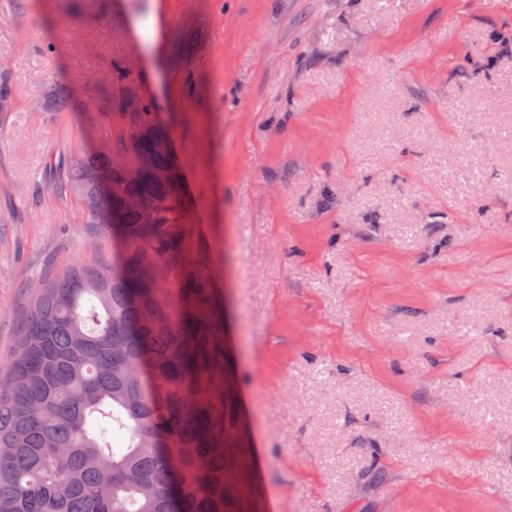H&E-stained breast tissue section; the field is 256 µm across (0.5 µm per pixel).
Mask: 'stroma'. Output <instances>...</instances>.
<instances>
[{"label": "stroma", "instance_id": "obj_1", "mask_svg": "<svg viewBox=\"0 0 512 512\" xmlns=\"http://www.w3.org/2000/svg\"><path fill=\"white\" fill-rule=\"evenodd\" d=\"M122 62L190 201L245 512H512V0H0V361L25 283L112 258L46 162L120 131Z\"/></svg>", "mask_w": 512, "mask_h": 512}]
</instances>
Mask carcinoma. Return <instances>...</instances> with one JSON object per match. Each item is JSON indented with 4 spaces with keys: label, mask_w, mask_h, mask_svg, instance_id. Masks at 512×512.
Listing matches in <instances>:
<instances>
[{
    "label": "carcinoma",
    "mask_w": 512,
    "mask_h": 512,
    "mask_svg": "<svg viewBox=\"0 0 512 512\" xmlns=\"http://www.w3.org/2000/svg\"><path fill=\"white\" fill-rule=\"evenodd\" d=\"M125 129L49 162L52 190L112 226V262L24 288L0 363V512H240L224 414V341L208 280L185 258V196L161 173L149 103L118 97ZM142 132L152 166L129 170ZM124 191L112 195V182ZM137 205H131V202Z\"/></svg>",
    "instance_id": "cac0c4a2"
}]
</instances>
